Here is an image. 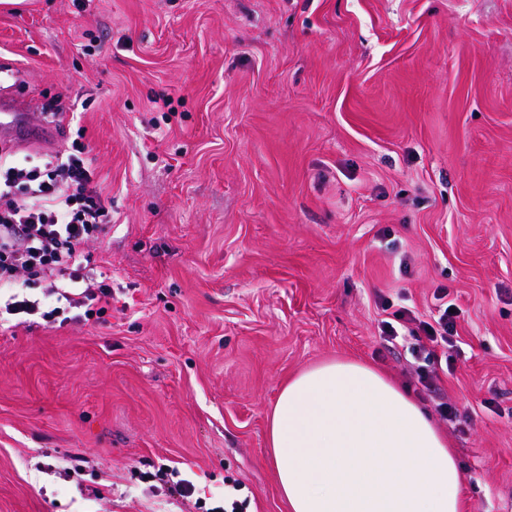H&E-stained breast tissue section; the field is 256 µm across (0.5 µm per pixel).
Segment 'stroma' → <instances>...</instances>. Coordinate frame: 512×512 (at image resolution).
<instances>
[{"label": "stroma", "mask_w": 512, "mask_h": 512, "mask_svg": "<svg viewBox=\"0 0 512 512\" xmlns=\"http://www.w3.org/2000/svg\"><path fill=\"white\" fill-rule=\"evenodd\" d=\"M0 57L109 209L99 320L0 327V512H288L291 376L372 364L447 434L465 512H512V0H0ZM458 307L448 420L381 299ZM177 469L194 492L171 494Z\"/></svg>", "instance_id": "35a3bbf8"}]
</instances>
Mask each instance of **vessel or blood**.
Instances as JSON below:
<instances>
[{"mask_svg":"<svg viewBox=\"0 0 512 512\" xmlns=\"http://www.w3.org/2000/svg\"><path fill=\"white\" fill-rule=\"evenodd\" d=\"M25 81L18 64L0 61V136H9L16 145L26 146L59 134V124L43 120L40 113L32 111L26 100L15 93Z\"/></svg>","mask_w":512,"mask_h":512,"instance_id":"b4317fda","label":"vessel or blood"}]
</instances>
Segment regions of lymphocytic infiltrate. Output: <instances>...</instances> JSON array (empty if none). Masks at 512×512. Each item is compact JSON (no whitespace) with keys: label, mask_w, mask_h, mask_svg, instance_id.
<instances>
[{"label":"lymphocytic infiltrate","mask_w":512,"mask_h":512,"mask_svg":"<svg viewBox=\"0 0 512 512\" xmlns=\"http://www.w3.org/2000/svg\"><path fill=\"white\" fill-rule=\"evenodd\" d=\"M94 174L87 148L79 145L40 166L0 158V288L12 291L0 306V316L38 314L50 321L60 314L61 304L80 308L99 297L111 299V287L94 283L85 266V247L105 232L108 213ZM24 273L42 275L59 306L45 310L40 301L16 293ZM455 314L450 302L432 323L409 309L395 311L380 322V332L389 343L413 328L423 333V341L414 344L411 354L419 362L417 381L427 392H434L439 378L436 346L453 343Z\"/></svg>","instance_id":"f902f5d3"}]
</instances>
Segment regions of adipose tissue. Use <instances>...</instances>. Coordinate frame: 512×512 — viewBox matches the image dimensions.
<instances>
[{
	"mask_svg": "<svg viewBox=\"0 0 512 512\" xmlns=\"http://www.w3.org/2000/svg\"><path fill=\"white\" fill-rule=\"evenodd\" d=\"M267 444L290 512H464L447 437L368 365L330 360L288 380Z\"/></svg>",
	"mask_w": 512,
	"mask_h": 512,
	"instance_id": "adipose-tissue-1",
	"label": "adipose tissue"
}]
</instances>
